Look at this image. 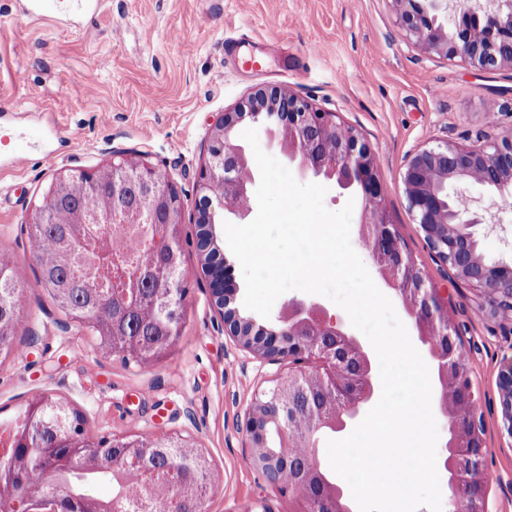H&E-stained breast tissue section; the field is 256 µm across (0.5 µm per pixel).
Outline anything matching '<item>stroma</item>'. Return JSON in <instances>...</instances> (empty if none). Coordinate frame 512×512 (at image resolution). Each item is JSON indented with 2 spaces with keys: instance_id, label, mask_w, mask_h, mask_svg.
Masks as SVG:
<instances>
[{
  "instance_id": "35a3bbf8",
  "label": "stroma",
  "mask_w": 512,
  "mask_h": 512,
  "mask_svg": "<svg viewBox=\"0 0 512 512\" xmlns=\"http://www.w3.org/2000/svg\"><path fill=\"white\" fill-rule=\"evenodd\" d=\"M280 87L336 113L372 149L386 205L436 282L447 267L412 220L400 173L407 154L448 140L476 144L512 128V66L479 70L405 44L391 0H106L91 18L32 20L0 0V259L24 286L11 354L0 357V419L33 398L67 403L88 436L172 435L209 456L206 512H290L251 463L247 411L287 362L243 348L215 306L201 268L198 183L218 117L259 89ZM22 165L12 158L32 130ZM139 154L182 201L185 321L176 346L141 363L102 351L39 283L28 218L58 173L93 172ZM224 280L241 317L245 282L211 207ZM448 308L486 426L491 512H512V438L496 387L512 334L464 288Z\"/></svg>"
}]
</instances>
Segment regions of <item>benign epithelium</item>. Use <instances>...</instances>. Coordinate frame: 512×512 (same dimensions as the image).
<instances>
[{
  "label": "benign epithelium",
  "instance_id": "1",
  "mask_svg": "<svg viewBox=\"0 0 512 512\" xmlns=\"http://www.w3.org/2000/svg\"><path fill=\"white\" fill-rule=\"evenodd\" d=\"M392 2L396 24L409 44L449 62L476 68L512 66V0ZM246 116L263 131L268 144L279 150L296 178L328 186L339 197H361L358 236L369 253L374 279L398 301L433 365L431 403L448 428L444 466L448 471L449 512H489L490 482L482 463L484 418L476 406L463 342L448 314V288L434 283L409 250L399 225L387 211L374 156L351 127L336 121L335 113L321 112L292 92L272 88L254 93L245 107L216 121L200 183L201 228L207 236L213 235L208 208L214 202L240 224L253 210L257 190L254 154L236 132L239 120ZM125 163L139 183L149 188L145 203L152 209L161 207L172 250H177V226L182 220L173 185L158 180V169L147 162L127 159ZM117 167L114 161L89 176V185L98 191L104 211L113 206L105 187L112 185L114 192L124 187L117 180ZM401 183L414 224L429 251L448 267L450 284L468 289L491 317L504 323L512 321V258L486 256L484 236L477 231V226L486 223V216L475 206V200L458 189L463 184H478L501 198L512 191V132L487 137L475 145L444 141L420 148L406 156ZM68 188L69 176L59 174L29 223H42L46 212L51 213L55 224L79 222V214L56 205ZM158 277L166 283L167 296L183 305L186 272L179 271L170 281L165 272ZM228 292L227 287L214 289L219 313L231 335L265 357L288 359V373L277 377L248 409L252 465L281 495L296 503L294 512H356L353 498L343 487L314 484L302 494L287 481L286 473L321 472L316 455L294 456V449L306 446L307 432L323 426L342 432L377 404L381 385L373 373L371 347L346 319L317 299L284 300L275 316L276 329L268 330L255 327L254 321L241 319L228 308ZM313 379L331 404V412L320 418L307 410ZM497 391L502 429L512 438V357L503 359ZM30 414L48 417L56 447L69 449L61 459L44 452L41 460L46 468L122 470L104 444L93 453L83 452L87 437L64 402L39 396L30 403ZM13 446H17L13 434L0 435V453L11 455L16 469L24 472L29 459L16 455ZM168 447L191 454L196 472L209 474L208 459L190 443L171 436ZM15 478L14 473L0 474V512H114L112 499L77 496L65 487L44 490L35 481L21 492L15 488Z\"/></svg>",
  "mask_w": 512,
  "mask_h": 512
}]
</instances>
